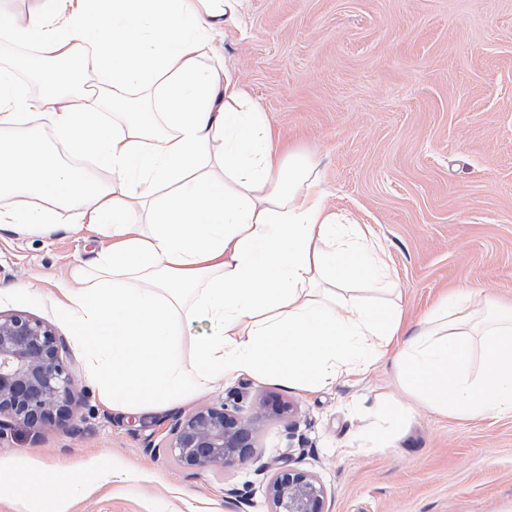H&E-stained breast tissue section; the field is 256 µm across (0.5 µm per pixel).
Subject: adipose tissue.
<instances>
[{
  "instance_id": "1",
  "label": "adipose tissue",
  "mask_w": 512,
  "mask_h": 512,
  "mask_svg": "<svg viewBox=\"0 0 512 512\" xmlns=\"http://www.w3.org/2000/svg\"><path fill=\"white\" fill-rule=\"evenodd\" d=\"M241 0H89L65 34L21 28L51 60L39 102L73 152L93 151L111 180L82 176L43 139L21 134L30 102L0 70V226L34 234L72 213L112 240L62 289V314L88 377L115 409L153 411L257 375L311 392L355 379L394 356L409 387L452 417L512 415V306L480 335L469 292L444 295L427 319L404 327L396 303L352 288L366 275L390 291L380 246L358 224H337L315 190L311 160L282 159L261 108L232 79L205 68L215 19L234 22ZM87 47L84 74H104L114 102L148 92V122L108 131L102 112L65 83L70 50ZM48 198L52 207L35 201ZM207 335L186 341L184 320ZM192 343L193 358L183 347ZM87 481L65 465L13 471L0 496L24 512L44 502L67 512Z\"/></svg>"
}]
</instances>
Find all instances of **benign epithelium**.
I'll list each match as a JSON object with an SVG mask.
<instances>
[{
  "mask_svg": "<svg viewBox=\"0 0 512 512\" xmlns=\"http://www.w3.org/2000/svg\"><path fill=\"white\" fill-rule=\"evenodd\" d=\"M52 329L27 314L0 313V435L14 422L64 425L75 380ZM291 414L278 400L261 401L257 414ZM254 420L235 406L202 407L179 418L163 452L182 466L247 465L255 454ZM269 512H325V490L307 471L278 466L267 476Z\"/></svg>",
  "mask_w": 512,
  "mask_h": 512,
  "instance_id": "1",
  "label": "benign epithelium"
}]
</instances>
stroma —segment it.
Here are the masks:
<instances>
[{
  "instance_id": "obj_1",
  "label": "stroma",
  "mask_w": 512,
  "mask_h": 512,
  "mask_svg": "<svg viewBox=\"0 0 512 512\" xmlns=\"http://www.w3.org/2000/svg\"><path fill=\"white\" fill-rule=\"evenodd\" d=\"M0 13L65 19L47 0H0ZM212 47L275 143L315 163L328 212L370 228L407 320L451 288L512 304V0H243ZM57 222L0 230V312L51 326L77 388L65 426L13 423L0 461L89 473L68 512H267L257 468L285 460L323 484L326 512H512V416L442 415L389 362L314 393L242 375L165 410L105 409L56 297L109 240L71 213ZM265 396L294 416L258 417L255 463L163 454L174 416L233 401L249 415ZM378 433L391 447L369 442Z\"/></svg>"
}]
</instances>
